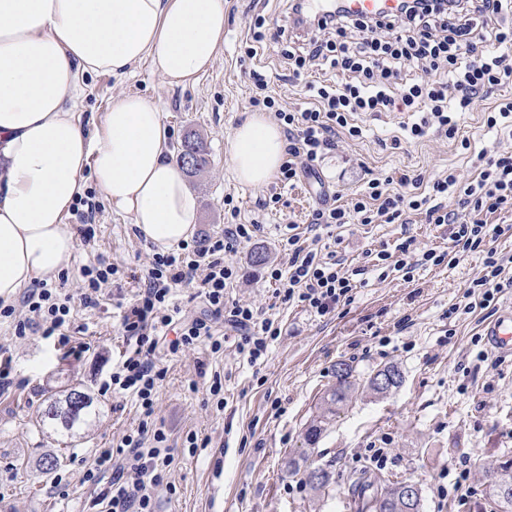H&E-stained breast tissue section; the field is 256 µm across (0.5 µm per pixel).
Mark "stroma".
I'll return each mask as SVG.
<instances>
[{
  "label": "stroma",
  "mask_w": 512,
  "mask_h": 512,
  "mask_svg": "<svg viewBox=\"0 0 512 512\" xmlns=\"http://www.w3.org/2000/svg\"><path fill=\"white\" fill-rule=\"evenodd\" d=\"M286 9L284 0H226L224 41L211 66L182 87L169 83L149 62L133 73L85 75L78 110L85 126L99 121L110 99L140 95L156 101L163 112L172 146L197 134L208 165L188 186L199 201L195 239L220 233L230 220L257 223L251 242L228 253L238 270L233 299L251 304L274 319L280 334L269 343L261 365L252 367L239 355L236 331L217 325L224 350L211 353L201 344L168 362L159 390L156 417L162 423L174 461L167 480L174 492L158 488V512H358L363 494H376L390 482H410L421 490L422 512H497L486 497L498 464L512 459V359L489 353L475 360L476 338L483 324L512 300L503 286L487 309L468 306L466 292L483 273L481 251L459 255L452 265L416 266L410 278L392 274L380 279L374 264L379 252L395 254L413 237L417 250H447L450 229L411 214L408 225L347 224L324 230L323 252H337L349 267H366L365 282L353 299L320 316L282 301L266 276L269 266L284 261L280 239L288 224L306 227L314 208L329 199L350 205L356 191L374 177L422 174L425 179L455 168L463 178L473 170L460 146L470 139L476 149L488 146L485 112L497 96L488 94L478 109L462 115L456 138L406 142L404 115L389 112L364 117L367 135L339 137L336 150L315 162L296 186L277 181L259 186L240 184L227 154L233 128L251 112V70L267 72L272 90L284 105L302 100L303 80L291 77L280 51L264 49L248 56L249 25L257 17L272 20ZM83 193L96 204L95 237L77 242L67 269L68 289L80 266L105 259L123 268L109 282L100 305L74 304L70 333L88 344L82 359L68 356L53 340L17 339L12 320L0 319V351L10 359L13 384L0 393V512H95L99 487L84 480V462L111 447L138 422L132 400L100 392L99 386L119 363L127 341L121 316L133 301L134 272L149 260L153 248L132 226L130 217L112 211L94 181ZM278 203H271L272 194ZM238 217H231V210ZM265 262L252 261L254 252ZM353 365L358 383L380 366L393 363L402 385L384 396L356 391L331 421L314 447L304 432L319 411L325 391L336 382L338 361ZM220 375L225 407L206 391H191L190 382ZM81 384L100 416L77 438L43 425L47 394ZM208 439L196 455L184 452L187 434ZM389 451L386 467L372 464V449ZM306 455L310 464L327 467L333 479L314 491L285 468L288 456ZM59 457L56 473L43 467ZM469 469L468 486L456 488L461 469ZM61 474V485L52 482Z\"/></svg>",
  "instance_id": "obj_1"
}]
</instances>
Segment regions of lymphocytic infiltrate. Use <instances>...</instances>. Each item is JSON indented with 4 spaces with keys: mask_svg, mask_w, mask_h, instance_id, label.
<instances>
[{
    "mask_svg": "<svg viewBox=\"0 0 512 512\" xmlns=\"http://www.w3.org/2000/svg\"><path fill=\"white\" fill-rule=\"evenodd\" d=\"M255 25L254 42L287 45L294 76L325 74L324 80L305 82L303 102L291 109L272 93L266 75H252V107L273 113L287 134L288 159L278 176L281 185H294L301 173L335 150L337 131L361 137L363 128L356 121L360 114L409 112L413 119L403 126L407 140L436 134L452 139L459 114L473 111L495 91L499 97L485 124L512 140V0H399L398 10L391 14L373 17L340 11L316 21L301 18L296 0H289L282 19L269 25L259 19ZM299 27L307 30L306 45H288L290 30ZM452 196L458 199V209L448 207ZM503 210L512 211V151L483 149L476 155L470 179L453 172L429 182L407 173L396 179L374 178L351 208L314 209L307 229L404 224L409 213L417 211L429 223L451 225L448 250H426L420 261L439 265L451 255L485 252V273L467 294L486 309L502 286L504 272L487 243L505 229L488 226L483 216ZM257 230L254 224L225 225L222 235L181 243L175 252L153 253L141 275L140 291L122 321L131 349L102 385L103 391L135 399L140 420L119 445L99 449L86 464V481L106 486V512H156L151 490L162 485L173 461L168 436L155 417L156 393L167 374L156 357L160 339L168 338L173 356L201 343L216 353L224 341L214 325L222 319L239 334L238 352L255 365L265 356L270 339L278 336L270 318L227 296L238 271L225 263L224 255L250 241ZM281 247L288 254V266L269 268L268 275L278 283L284 302L322 316L352 300L358 282L335 255L303 250L295 234L283 238ZM117 273L103 260L82 266L74 295L62 293L59 284L37 282L23 296L27 318L16 319L15 307L1 302L0 318H15L18 337L51 338L68 355L82 358L86 345L73 343L68 332L69 304L77 296L84 305H98L103 284ZM179 288L195 289L202 297L206 309L201 315L186 317L173 305Z\"/></svg>",
    "mask_w": 512,
    "mask_h": 512,
    "instance_id": "f902f5d3",
    "label": "lymphocytic infiltrate"
}]
</instances>
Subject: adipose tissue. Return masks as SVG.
I'll return each mask as SVG.
<instances>
[{
	"label": "adipose tissue",
	"instance_id": "1",
	"mask_svg": "<svg viewBox=\"0 0 512 512\" xmlns=\"http://www.w3.org/2000/svg\"><path fill=\"white\" fill-rule=\"evenodd\" d=\"M223 38L224 0H0V301L69 267L75 237L63 219L85 178L145 241L168 250L192 237L199 202L159 105L117 98L88 132L76 103L83 75L123 76L145 60L192 84ZM228 155L239 183L266 184L284 161L281 130L248 115Z\"/></svg>",
	"mask_w": 512,
	"mask_h": 512
}]
</instances>
